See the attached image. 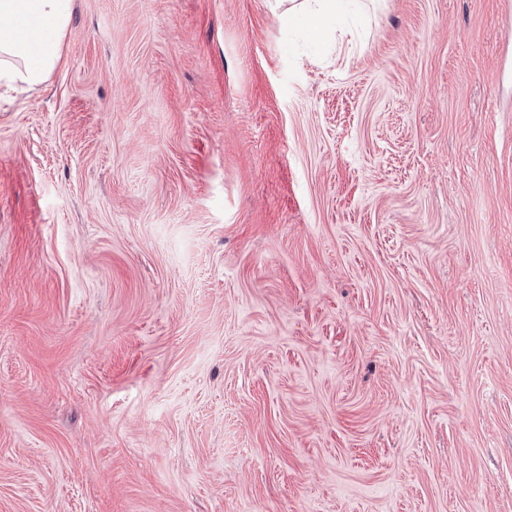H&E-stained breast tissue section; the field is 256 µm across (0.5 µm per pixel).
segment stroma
Wrapping results in <instances>:
<instances>
[{
	"instance_id": "1",
	"label": "stroma",
	"mask_w": 512,
	"mask_h": 512,
	"mask_svg": "<svg viewBox=\"0 0 512 512\" xmlns=\"http://www.w3.org/2000/svg\"><path fill=\"white\" fill-rule=\"evenodd\" d=\"M292 5L0 96V512H512V0ZM318 2V9L314 12H305V10L301 8H297L296 6L288 9L285 14V20L287 23H293L299 17L307 16L308 26L312 30H318L320 27V22L325 16H330L334 14L341 2L344 1H352V0H314Z\"/></svg>"
}]
</instances>
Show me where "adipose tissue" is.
Returning a JSON list of instances; mask_svg holds the SVG:
<instances>
[{
    "label": "adipose tissue",
    "mask_w": 512,
    "mask_h": 512,
    "mask_svg": "<svg viewBox=\"0 0 512 512\" xmlns=\"http://www.w3.org/2000/svg\"><path fill=\"white\" fill-rule=\"evenodd\" d=\"M73 0H0V85L42 84L61 58Z\"/></svg>",
    "instance_id": "ef3b65f1"
}]
</instances>
